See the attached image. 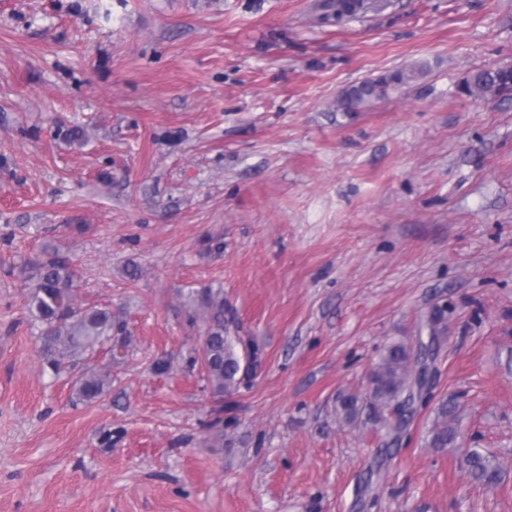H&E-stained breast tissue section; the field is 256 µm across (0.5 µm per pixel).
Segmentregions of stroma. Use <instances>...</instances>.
Returning a JSON list of instances; mask_svg holds the SVG:
<instances>
[{
    "instance_id": "obj_1",
    "label": "stroma",
    "mask_w": 512,
    "mask_h": 512,
    "mask_svg": "<svg viewBox=\"0 0 512 512\" xmlns=\"http://www.w3.org/2000/svg\"><path fill=\"white\" fill-rule=\"evenodd\" d=\"M319 2L0 0V512H512V94L458 90L512 66V0L338 24ZM47 244L123 328L91 403L27 309ZM205 288L257 353L221 398L189 363ZM442 304L431 383L458 447H430L431 407L395 451L342 423L337 394ZM425 69L424 64H413L375 79H365L343 93L336 101V108L341 112H357L366 103L386 96L389 89L410 85ZM493 461L477 449H472L466 459L471 475L485 485H494L501 480V471Z\"/></svg>"
}]
</instances>
